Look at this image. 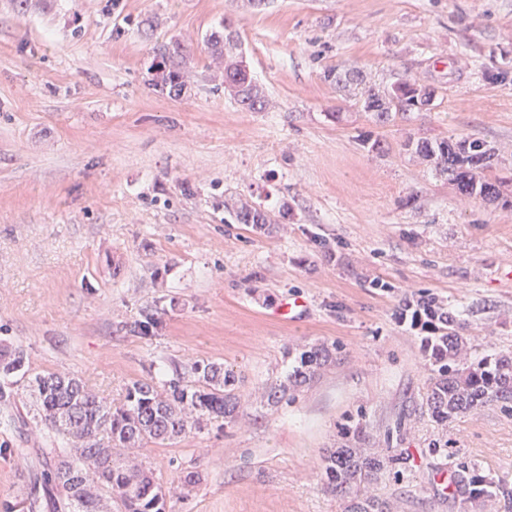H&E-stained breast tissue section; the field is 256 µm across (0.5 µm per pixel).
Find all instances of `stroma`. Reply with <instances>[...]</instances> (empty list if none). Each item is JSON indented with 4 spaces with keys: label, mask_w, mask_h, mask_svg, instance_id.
<instances>
[{
    "label": "stroma",
    "mask_w": 512,
    "mask_h": 512,
    "mask_svg": "<svg viewBox=\"0 0 512 512\" xmlns=\"http://www.w3.org/2000/svg\"><path fill=\"white\" fill-rule=\"evenodd\" d=\"M228 24L264 111L224 94L208 39ZM176 46L181 97L154 85ZM331 68L432 87L434 105L378 124ZM461 138L491 149L498 200L400 148ZM242 200L285 217L254 232L226 210ZM427 296L458 311L472 354L512 352V0H0V342L27 351L31 374L73 373L112 405L196 361L240 378L237 420L142 450L168 512H347L320 456L357 412L370 451L407 459L402 481L367 487L392 512H512L464 510L437 480L439 437L512 488V414L489 405L444 428L422 415L430 373L399 310ZM148 311L161 319L149 339ZM313 342L339 345L335 362L263 405L289 348ZM15 392L0 512L47 460L30 392ZM399 419L406 437L388 444Z\"/></svg>",
    "instance_id": "1"
}]
</instances>
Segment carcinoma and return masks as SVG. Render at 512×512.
I'll list each match as a JSON object with an SVG mask.
<instances>
[{"instance_id": "carcinoma-1", "label": "carcinoma", "mask_w": 512, "mask_h": 512, "mask_svg": "<svg viewBox=\"0 0 512 512\" xmlns=\"http://www.w3.org/2000/svg\"><path fill=\"white\" fill-rule=\"evenodd\" d=\"M209 44L228 61L238 55V38L220 39L211 34ZM165 69L163 85L169 90L184 85L183 75L173 56H162ZM325 78L336 86L357 90L358 103L365 112L373 113L382 125L396 115L414 111L410 99L404 107L389 110L367 76L358 70L330 69ZM254 96L235 103L252 112L266 109L267 100L260 87L249 81ZM480 143L464 140L440 142L417 141L415 153L435 164L436 171L454 182L460 192L482 198L500 196L496 181L485 177V164L478 171L470 169L475 148ZM238 224H248L256 232H264L274 223L270 212L251 207L247 212L234 208L229 211ZM411 311V326L419 328L422 351L431 371L422 397L421 408L437 424L453 420L460 414L491 404L512 410V356L485 353L474 361L463 357L467 337L464 323L454 310L445 308L436 298L422 301L410 310L404 303L402 311ZM334 344L315 343L295 349L291 371L285 379L266 387L267 403L276 405L290 392L309 384L318 372L336 358ZM27 357L23 350L0 346V425L16 423L13 412L14 377L27 372ZM193 379L181 375L158 384L155 378L136 380L126 388L123 403L108 404L94 389L79 378L63 372L39 374L36 406L40 421L60 440L54 465L34 479L27 500L20 512H40L43 500L51 490L59 488L64 498L56 509L60 512H166L167 494L155 481L143 462L130 457L127 451L149 443L174 442L192 428L202 429L208 420H234L240 409L239 378L231 368L215 362L196 361L190 366ZM365 415L348 417L346 430L357 441L365 438ZM431 453H446L454 476L453 495L462 504H476L488 498L501 497L512 502V489L483 473L481 465L448 451V442L437 438L429 442ZM406 458L391 454L384 459L367 455L356 445L331 449L322 457L327 488L342 494H352L361 484L378 479L382 470L402 474ZM351 512H388L384 501L366 496L354 501Z\"/></svg>"}]
</instances>
